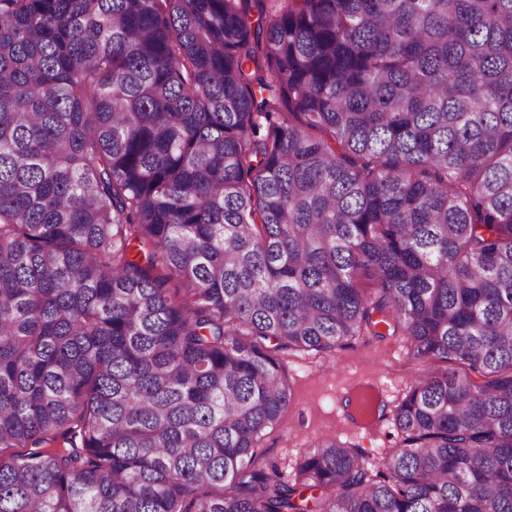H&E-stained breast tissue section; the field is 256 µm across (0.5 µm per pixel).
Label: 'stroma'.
I'll return each instance as SVG.
<instances>
[{
    "mask_svg": "<svg viewBox=\"0 0 512 512\" xmlns=\"http://www.w3.org/2000/svg\"><path fill=\"white\" fill-rule=\"evenodd\" d=\"M283 363L293 390L280 428L262 442L266 459L290 470L297 458L313 450L318 438L329 433L369 456L391 447L397 437L392 420L362 430L343 412L345 388L356 380L378 381L388 404L402 398L410 380L424 369H443V362L412 358L402 338L363 336L328 356L284 355Z\"/></svg>",
    "mask_w": 512,
    "mask_h": 512,
    "instance_id": "stroma-1",
    "label": "stroma"
}]
</instances>
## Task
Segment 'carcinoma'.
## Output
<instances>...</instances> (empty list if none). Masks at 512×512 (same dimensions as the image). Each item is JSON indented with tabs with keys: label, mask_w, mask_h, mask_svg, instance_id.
Instances as JSON below:
<instances>
[{
	"label": "carcinoma",
	"mask_w": 512,
	"mask_h": 512,
	"mask_svg": "<svg viewBox=\"0 0 512 512\" xmlns=\"http://www.w3.org/2000/svg\"><path fill=\"white\" fill-rule=\"evenodd\" d=\"M0 512H512V0H0ZM283 363L293 397L282 426L268 433L261 443L265 459L276 461L287 473L297 458L314 449L318 438L337 435L364 454L376 456L381 448H391L397 431L392 415L376 428L362 430L343 413L344 388L359 379H377L393 409L410 380L424 369L448 368V363L412 358L403 339L361 336L350 346L328 356L283 355Z\"/></svg>",
	"instance_id": "carcinoma-1"
}]
</instances>
